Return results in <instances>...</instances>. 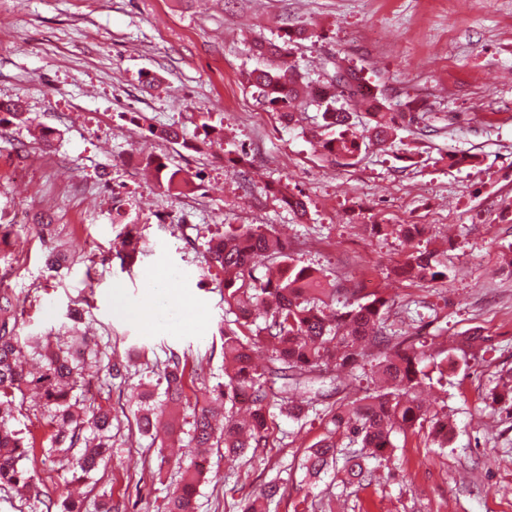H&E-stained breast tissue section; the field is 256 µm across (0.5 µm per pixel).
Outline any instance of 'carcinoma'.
<instances>
[{"instance_id":"1","label":"carcinoma","mask_w":512,"mask_h":512,"mask_svg":"<svg viewBox=\"0 0 512 512\" xmlns=\"http://www.w3.org/2000/svg\"><path fill=\"white\" fill-rule=\"evenodd\" d=\"M307 38L304 29L285 28L278 41H253L256 55L281 60L277 67L250 73V87L257 99L279 119L291 121L294 112L315 97L321 123L314 136L332 160L355 159L366 141L386 145L402 125L376 94L363 98L370 119L363 134L350 128V112L336 106L340 96L352 99L364 93L365 85L355 72L336 70L348 77L344 91L331 81L321 93L309 92V83L287 61L293 44ZM165 181L173 196L193 189L176 171ZM261 260L266 261V271L259 276ZM206 265L207 274L224 285V305L235 320L223 332L224 384L208 392L203 403L194 404L188 431V447L194 454L206 456L222 448L230 465L260 457L270 445V409L275 407L294 422L305 423L326 394L315 391L296 402L288 392L306 387L315 371L354 367L367 345L382 349L373 369V389L329 409L332 428L308 448L302 462L305 477L315 481L331 472L343 475L347 483L359 480L368 472V460L381 465L393 456L396 433L405 434L425 423L434 441L447 446L450 438L444 432L454 429L452 419L446 412L425 408L417 399L428 378L421 365L430 360L441 375L460 361L467 366L493 346L491 337L463 336L456 347L432 350L420 337L388 328L391 299L377 291L363 295L359 288L343 289L323 281L317 270L295 263L288 242L263 225H228L210 239ZM401 271L418 280L445 277L433 253L426 251L409 254ZM344 293L354 301L338 309L336 300ZM66 318L70 339L63 345L53 343L49 334L24 335L16 305L0 292V483L34 498L42 492L22 461L35 450V438L5 423L23 405L25 392L39 397L52 428L46 452L72 455L74 473L90 476L112 448V409L86 402L84 394L87 356L93 354V347L89 336L78 328L82 313L70 309ZM202 371L199 363L191 365L185 357L171 356L156 382L147 383L138 396V431L164 441L180 436L178 412L188 404L186 384L198 379ZM496 405L512 409V386L506 382L501 391L490 394L489 406ZM343 439L350 445L359 444L361 451H344ZM202 475L200 467H186L163 512H197ZM279 492L278 482L269 481L241 506V512H270Z\"/></svg>"}]
</instances>
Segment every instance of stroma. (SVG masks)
<instances>
[{
	"instance_id": "35a3bbf8",
	"label": "stroma",
	"mask_w": 512,
	"mask_h": 512,
	"mask_svg": "<svg viewBox=\"0 0 512 512\" xmlns=\"http://www.w3.org/2000/svg\"><path fill=\"white\" fill-rule=\"evenodd\" d=\"M287 26L313 32L294 55L312 86L355 70L392 111L416 100L430 132L411 125L353 162L327 158L311 139L316 107L282 123L248 84L261 64L253 39L277 40ZM9 100L28 120L0 126V224L10 230L0 290L18 303L22 332L59 330L77 308L98 344L88 397L112 408V455L82 485L86 502L107 490L122 512H161L188 459L138 432L132 395L173 352L202 359L197 395L223 381L224 290L201 274L207 242L228 224H267L299 265L331 282L356 287L370 266L374 290L394 301L390 328L448 345L478 331L494 348L425 388L455 423L445 449L432 447L428 428L399 433L373 482L326 475L312 485L300 464L328 419L300 426L277 414L258 460L233 473L212 454L198 512H238L275 478L272 512L305 498L313 512H512V414L486 405L512 376V278L500 267L512 248V0H0V102ZM170 127L179 142L151 134ZM41 128L51 148L34 139ZM239 155L246 164L232 165ZM152 158L191 177L195 191L168 195L147 171ZM280 186L306 216L282 203ZM43 220L77 252L69 267L46 266ZM374 224L424 231L409 241L373 234ZM130 228L143 252L124 268L110 254ZM415 249L433 252L447 279L398 274ZM148 268L173 273L195 320L155 329L117 312L113 291L141 303ZM114 364L122 376L110 375ZM10 425L35 433L40 451L26 465L63 503L73 477L42 453L45 417L29 403Z\"/></svg>"
}]
</instances>
